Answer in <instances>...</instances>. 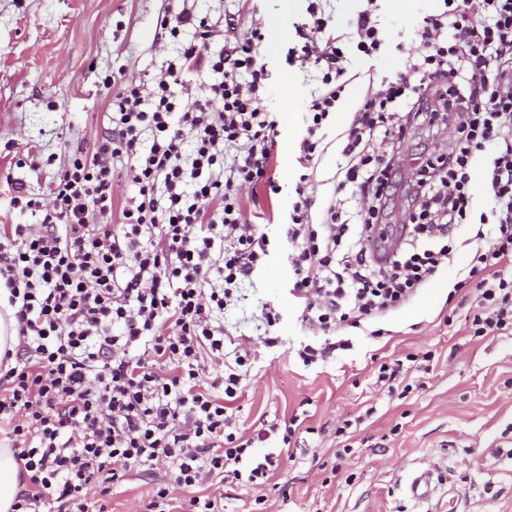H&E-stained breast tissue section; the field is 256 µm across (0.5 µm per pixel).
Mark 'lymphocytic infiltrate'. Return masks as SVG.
Masks as SVG:
<instances>
[{
    "label": "lymphocytic infiltrate",
    "instance_id": "obj_1",
    "mask_svg": "<svg viewBox=\"0 0 512 512\" xmlns=\"http://www.w3.org/2000/svg\"><path fill=\"white\" fill-rule=\"evenodd\" d=\"M187 2L157 24L174 39L193 30V39L160 76L113 95L111 133L70 148L48 186L50 208L26 184L13 187V210L42 215L0 231V280L18 327L15 364L0 374V424L26 484L15 512H88L89 486L107 496L127 476L160 469L168 479L147 512H173L179 490L182 512H224L209 487L266 484L275 458L255 456L256 444L275 435L286 444L296 432L273 422L246 434L228 408L252 356L243 343L226 351L222 316L268 254L239 191L279 190L265 35L257 26L212 50L214 30ZM442 2L423 18L407 70L369 85L352 112L340 136L346 164L318 222L310 171L350 79L343 39L315 2L298 34L301 60L321 74L305 102L297 199L284 226L291 293L306 328L325 336L298 349L304 365L347 348L330 333L409 300L447 265L456 225L473 220L478 245L454 289L475 296L473 336L512 334V0ZM193 69L212 75L206 99L173 91ZM421 124L444 126L448 148L419 153L405 179L386 147ZM480 161L494 206L478 214L471 171ZM121 177L134 193L119 207ZM403 181L413 205L390 250L386 220Z\"/></svg>",
    "mask_w": 512,
    "mask_h": 512
}]
</instances>
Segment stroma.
Instances as JSON below:
<instances>
[{
    "mask_svg": "<svg viewBox=\"0 0 512 512\" xmlns=\"http://www.w3.org/2000/svg\"><path fill=\"white\" fill-rule=\"evenodd\" d=\"M168 0H0V226L26 221L10 206L14 182L37 195L63 166L70 146L93 145L112 127L109 103L117 87L105 77L148 80L160 75L177 51L159 48L157 17ZM310 0H197L209 22L238 21L234 38L248 36L253 23L272 13L283 16L284 34L266 57L267 107L279 123L273 160L277 195L258 190L245 199L247 210L264 214L259 229L270 244L250 281L244 300L224 311V330L249 338L256 354L238 399V422L296 419L290 446L275 440L260 453L281 462L261 490L219 483L224 512H421L404 487L415 468L429 467L444 487L453 489L457 512H512V335L476 338L465 317L472 306L454 294L458 272L471 259L467 241L472 226L455 230L454 259L396 311L342 332L347 350L310 366L297 355L300 344L317 343L301 323L300 302L290 292L288 247L281 224L295 199L298 158L305 135L303 104L319 81L316 71L294 57L295 32L309 22ZM437 0H378L383 37L377 56L349 51L354 79L324 134L326 149L315 167L320 214L336 185L343 162L336 137L365 93L369 81L393 79L408 64L419 43L418 31ZM295 80L291 105H283L280 84ZM42 159L39 172L23 167L29 148ZM280 314L274 327L261 316L263 305ZM381 337H372V330ZM432 351L428 371L413 372L406 396H387L376 385L380 363L409 353ZM373 408L353 441L337 458L336 428ZM160 477L141 474L114 485L106 512H144ZM263 506H256V497Z\"/></svg>",
    "mask_w": 512,
    "mask_h": 512,
    "instance_id": "35a3bbf8",
    "label": "stroma"
}]
</instances>
